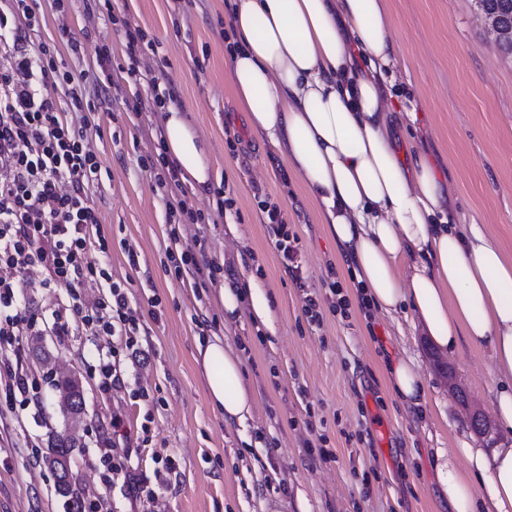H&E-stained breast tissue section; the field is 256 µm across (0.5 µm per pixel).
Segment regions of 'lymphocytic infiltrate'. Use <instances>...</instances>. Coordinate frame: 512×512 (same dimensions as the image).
I'll use <instances>...</instances> for the list:
<instances>
[{"label": "lymphocytic infiltrate", "mask_w": 512, "mask_h": 512, "mask_svg": "<svg viewBox=\"0 0 512 512\" xmlns=\"http://www.w3.org/2000/svg\"><path fill=\"white\" fill-rule=\"evenodd\" d=\"M26 0H0V31H6L7 69H0V306L10 308L0 318V340L33 329L28 309L19 297L17 272L32 266L43 273L48 291L65 289L72 319L89 335L118 337L128 355L140 351L141 316L124 287L113 281L106 266L92 260L93 231L100 218L91 189L100 168L86 145L84 126L69 120L81 112L83 100L69 87V111L55 97L58 83L44 63V52L32 48L25 27L17 25L27 13ZM158 188L163 189L169 217L198 219V212L181 198V170L166 155L147 163ZM264 223L273 227L275 248L282 264L298 273L299 239L291 233L277 204L258 203ZM175 276L195 272L196 287L216 281L222 267L198 261L170 234L165 249ZM95 284L100 293L85 302L82 291Z\"/></svg>", "instance_id": "lymphocytic-infiltrate-1"}]
</instances>
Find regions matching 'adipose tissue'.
I'll return each mask as SVG.
<instances>
[{
	"label": "adipose tissue",
	"mask_w": 512,
	"mask_h": 512,
	"mask_svg": "<svg viewBox=\"0 0 512 512\" xmlns=\"http://www.w3.org/2000/svg\"><path fill=\"white\" fill-rule=\"evenodd\" d=\"M227 9L238 107L316 206L372 309L411 318L444 353L466 345L488 356L501 438L486 448L460 431L453 447L436 449L434 468L452 512H512V260L483 225L458 223L438 168L398 146L397 126L416 112L392 108L400 60L384 0H229ZM165 132L182 179L207 189L205 147L176 107ZM223 300L228 316L244 305L274 324L258 285L225 286ZM195 362L225 423L250 419L255 401L231 345L206 339ZM387 373L405 405L425 403L413 358L398 357Z\"/></svg>",
	"instance_id": "obj_1"
}]
</instances>
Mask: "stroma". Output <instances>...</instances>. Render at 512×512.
Segmentation results:
<instances>
[{"label": "stroma", "instance_id": "35a3bbf8", "mask_svg": "<svg viewBox=\"0 0 512 512\" xmlns=\"http://www.w3.org/2000/svg\"><path fill=\"white\" fill-rule=\"evenodd\" d=\"M226 0H27L37 18L33 44L50 48L61 74L83 95L87 139L100 163L91 190L107 264L143 312L140 355L121 362L123 387L103 391L96 352L111 337L87 335L64 315V292L46 293L39 270L19 272L37 327L62 319L66 333L43 344L52 356L29 358L27 337L0 345V512H68L42 455L48 433L63 417L51 386L60 370L77 374L87 411L71 422L77 438L72 468L94 512H448L434 470L435 451L452 447L468 427L466 410L448 394L449 379L491 413L489 360L471 348L450 356L432 346L405 318L367 314L351 286L352 273L319 224L314 205L285 163L260 143L239 111L228 78L224 43ZM394 42L405 69L401 94L417 104L415 124L399 127L401 147L422 150L452 184L462 217L483 224L512 259V58L492 44L473 0H386ZM143 30L156 51L129 57L126 30ZM107 45L98 64L95 49ZM145 73L133 82L129 70ZM172 87L176 106L207 145L211 188L183 190L205 215L201 224L171 227L161 193L142 168L160 152L158 131L167 113L155 107V86ZM238 135L230 150L228 135ZM230 191L231 213L217 209V193ZM276 202L299 237L301 280L283 267L270 225L254 198ZM177 229L184 249L204 252L224 273L206 287L192 274L166 269L165 247ZM338 281L346 314L325 312L309 325L304 291L325 295ZM259 285L276 316L275 330L248 312L224 318L226 284ZM220 336L243 361L255 399L252 419L229 425L208 400L194 360L198 341ZM413 356L428 385L426 412L406 407L389 388L387 361ZM27 382L18 391L16 376ZM147 397H133L135 389ZM120 418L125 434L113 436ZM148 428V440L138 439ZM115 437L127 471L153 482L152 497L131 496L123 477L105 478L103 439ZM325 437L334 458L309 454L307 441ZM174 462L155 477L161 458Z\"/></svg>", "mask_w": 512, "mask_h": 512}]
</instances>
